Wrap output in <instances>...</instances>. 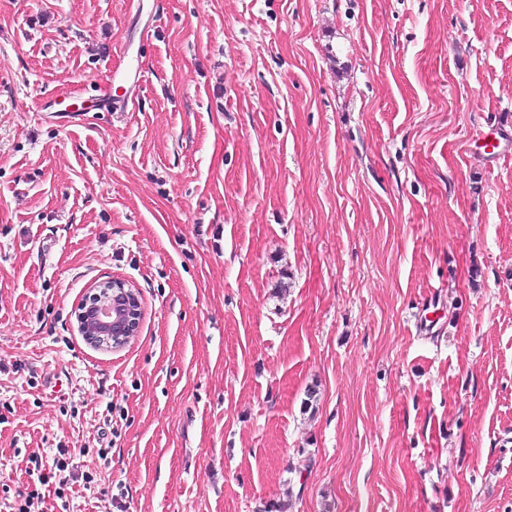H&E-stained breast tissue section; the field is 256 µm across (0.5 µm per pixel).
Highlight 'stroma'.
<instances>
[{
	"label": "stroma",
	"mask_w": 512,
	"mask_h": 512,
	"mask_svg": "<svg viewBox=\"0 0 512 512\" xmlns=\"http://www.w3.org/2000/svg\"><path fill=\"white\" fill-rule=\"evenodd\" d=\"M497 133L512 0H0V512H512ZM141 312L139 293L125 280L112 278L90 289L74 316L79 333L90 345L114 351L136 336Z\"/></svg>",
	"instance_id": "35a3bbf8"
}]
</instances>
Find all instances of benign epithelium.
Returning <instances> with one entry per match:
<instances>
[{
	"label": "benign epithelium",
	"mask_w": 512,
	"mask_h": 512,
	"mask_svg": "<svg viewBox=\"0 0 512 512\" xmlns=\"http://www.w3.org/2000/svg\"><path fill=\"white\" fill-rule=\"evenodd\" d=\"M139 293L118 278L90 289L74 309L81 336L98 348L119 350L139 330Z\"/></svg>",
	"instance_id": "7a95c632"
}]
</instances>
